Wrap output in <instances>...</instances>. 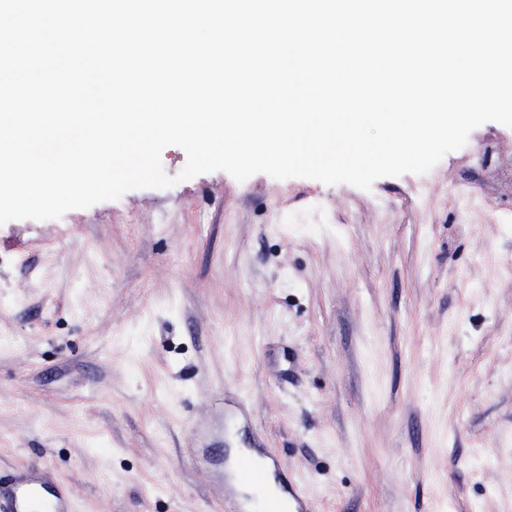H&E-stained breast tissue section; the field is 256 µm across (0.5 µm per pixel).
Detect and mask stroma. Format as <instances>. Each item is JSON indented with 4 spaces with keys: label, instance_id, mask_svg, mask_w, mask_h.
Returning a JSON list of instances; mask_svg holds the SVG:
<instances>
[{
    "label": "stroma",
    "instance_id": "stroma-1",
    "mask_svg": "<svg viewBox=\"0 0 512 512\" xmlns=\"http://www.w3.org/2000/svg\"><path fill=\"white\" fill-rule=\"evenodd\" d=\"M161 161L0 225V491L223 512L236 443L318 512H512V128L368 191Z\"/></svg>",
    "mask_w": 512,
    "mask_h": 512
}]
</instances>
